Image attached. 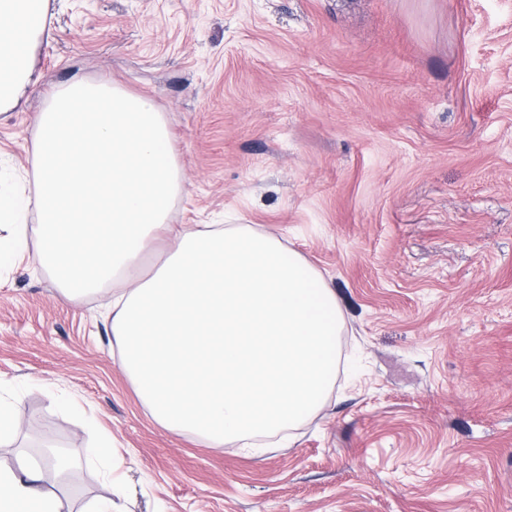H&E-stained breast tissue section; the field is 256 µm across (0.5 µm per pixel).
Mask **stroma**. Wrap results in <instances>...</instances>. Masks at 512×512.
<instances>
[{
    "instance_id": "obj_1",
    "label": "stroma",
    "mask_w": 512,
    "mask_h": 512,
    "mask_svg": "<svg viewBox=\"0 0 512 512\" xmlns=\"http://www.w3.org/2000/svg\"><path fill=\"white\" fill-rule=\"evenodd\" d=\"M42 78L0 112V176L72 76L163 112L176 224H248L343 316L323 406L285 444L213 448L155 423L97 300L0 272V398L66 512H512V0H53ZM111 470L82 463L95 432Z\"/></svg>"
}]
</instances>
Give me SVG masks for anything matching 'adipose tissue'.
Masks as SVG:
<instances>
[{
  "label": "adipose tissue",
  "mask_w": 512,
  "mask_h": 512,
  "mask_svg": "<svg viewBox=\"0 0 512 512\" xmlns=\"http://www.w3.org/2000/svg\"><path fill=\"white\" fill-rule=\"evenodd\" d=\"M51 0H0V112L40 75ZM34 192L0 188V268L36 235L34 261L78 300L112 294L121 368L161 427L221 448L274 438L317 410L333 384L342 315L321 275L245 224H173L184 191L168 122L148 99L81 78L53 87L36 118ZM39 215L29 228V211ZM174 244L136 277L158 230ZM0 468V512H61L40 469Z\"/></svg>",
  "instance_id": "1"
}]
</instances>
